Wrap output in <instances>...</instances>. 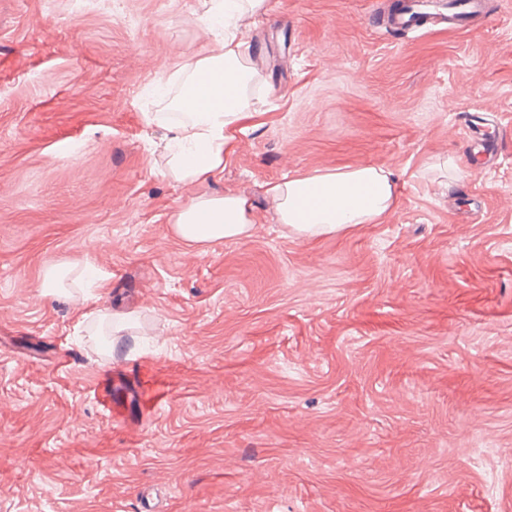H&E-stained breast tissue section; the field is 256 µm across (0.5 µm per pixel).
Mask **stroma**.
<instances>
[{
  "label": "stroma",
  "instance_id": "obj_1",
  "mask_svg": "<svg viewBox=\"0 0 512 512\" xmlns=\"http://www.w3.org/2000/svg\"><path fill=\"white\" fill-rule=\"evenodd\" d=\"M376 1L248 22L258 116L204 191L256 230L199 247L155 84L201 0H0V512H512V0L422 37ZM362 165L394 212L285 231L268 184ZM73 262L104 281L81 307L42 286Z\"/></svg>",
  "mask_w": 512,
  "mask_h": 512
}]
</instances>
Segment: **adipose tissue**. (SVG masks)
<instances>
[{
  "mask_svg": "<svg viewBox=\"0 0 512 512\" xmlns=\"http://www.w3.org/2000/svg\"><path fill=\"white\" fill-rule=\"evenodd\" d=\"M267 10L268 0H205L197 22L209 45L176 70L189 86L177 102L183 119L168 127L166 171L196 189L172 217L175 234L186 243L241 240L254 232L246 198L209 195L202 187L221 176L238 134L256 117L246 96L254 71L238 32L245 19ZM266 193L280 223L304 237L379 223L398 205L390 173L376 166L295 175L269 184Z\"/></svg>",
  "mask_w": 512,
  "mask_h": 512,
  "instance_id": "ef3b65f1",
  "label": "adipose tissue"
}]
</instances>
